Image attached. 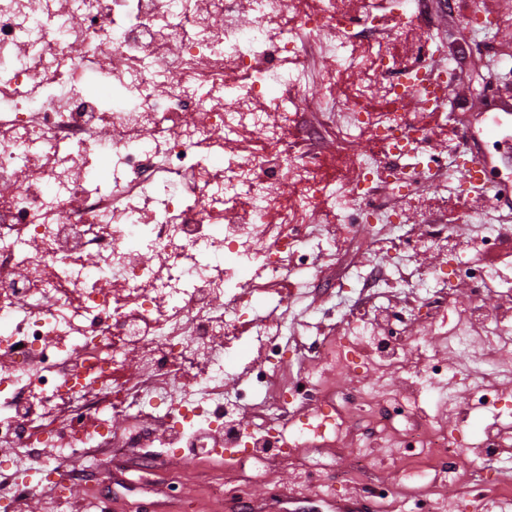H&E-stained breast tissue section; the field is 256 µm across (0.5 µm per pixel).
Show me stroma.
<instances>
[{"mask_svg":"<svg viewBox=\"0 0 512 512\" xmlns=\"http://www.w3.org/2000/svg\"><path fill=\"white\" fill-rule=\"evenodd\" d=\"M381 38L403 50L407 40L431 39L440 48V61L454 59L453 85L446 110L463 124L473 125L490 102L512 106V0H425L424 5L408 9L405 15L388 14L381 20ZM318 128L326 159L324 179L349 178V168L360 157L357 144L337 143L335 132L348 116L343 112H312L308 115ZM458 180L444 170L437 183L413 189L415 210L405 208L403 197L393 185L374 184L373 201L379 213L404 211L405 223L417 233L439 229L449 223L455 206L443 207L439 197L456 198ZM463 242L462 263L427 248L413 254L411 265L399 260L384 264L389 279L385 298L364 286L361 278L369 274L366 259L372 243L389 238L388 224H375L372 237L353 238L350 245L324 246L317 268L298 265L288 280L295 288L287 294V305L278 295L266 297L255 311L253 331L274 332L280 314L288 316V333L300 342L311 344L315 337L338 336L348 328L347 312L351 301L363 304L380 302L388 312L380 333L399 343L407 371L384 369L370 351H362L349 374L328 373L317 402L308 412L331 409L337 398L346 397L351 387L349 376L365 380L392 406H416L428 415H437L440 401L448 394L447 378H431L430 366L438 360L465 374L474 364L459 358L448 347L449 324H461L473 335L483 333L484 318L512 323V204L501 206L486 199L473 206L466 220L454 223ZM503 227L493 255L492 279L474 286L464 276L466 264L478 262L473 245L488 236L490 228ZM450 289L443 299H435L441 282ZM428 354H421L420 345ZM497 383L501 401L485 409L475 407V399L465 389H457L460 416L451 417V426L460 428L465 447L461 452L462 471L476 474L487 482L512 480V350L500 360ZM275 426L283 432L290 453L264 449L239 452L235 462L224 455L148 448L96 449L99 466L81 474L76 459L63 460L67 470L80 476L76 499H58L50 489L38 487L29 505L31 512H183L184 502L194 512H303L305 501L324 496L318 512H344L357 505V512H460L461 497L455 488L435 491L433 485L445 471V455L425 458L403 448L398 436L379 435L368 429L350 432L340 447H326L313 436L298 435L290 415H275ZM507 436L506 448L497 456L483 455L479 442L485 431ZM361 452L364 467L347 477L354 452ZM224 486L223 498L212 495L213 484ZM384 487L390 494L388 507L374 506L365 495L367 485Z\"/></svg>","mask_w":512,"mask_h":512,"instance_id":"obj_1","label":"stroma"}]
</instances>
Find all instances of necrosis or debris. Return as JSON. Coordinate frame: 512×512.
<instances>
[{
  "label": "necrosis or debris",
  "mask_w": 512,
  "mask_h": 512,
  "mask_svg": "<svg viewBox=\"0 0 512 512\" xmlns=\"http://www.w3.org/2000/svg\"><path fill=\"white\" fill-rule=\"evenodd\" d=\"M352 29L342 0H313L293 20L285 0H0V442L14 449L0 477L15 494L29 490L30 449L85 460L117 420L138 421L128 448L155 422L172 448L204 447L212 430L225 447L240 443L241 427L214 401L224 381L215 347L240 356L256 344L282 366L287 316L272 334L245 328L291 265L309 262L310 211L353 197L348 184L320 181L319 151L300 157L289 144L302 112H351L339 140H368L364 177L392 166L403 189L434 181L440 158L406 157L400 144L425 127L406 90L431 67L430 42L412 40L403 64L379 41L347 53ZM305 33L334 34L321 49L361 73L356 98L306 92ZM370 96L381 109L360 108ZM219 128L265 146L216 162L202 148ZM288 177L300 187L289 203L278 192ZM348 317L318 352L323 369L346 370L349 353L369 346L380 365L400 366L375 310ZM482 341L465 381L488 403L512 326L491 323ZM131 356L146 381L122 376ZM434 424L413 420L406 442L456 462L455 431Z\"/></svg>",
  "instance_id": "4bbe7bcc"
}]
</instances>
